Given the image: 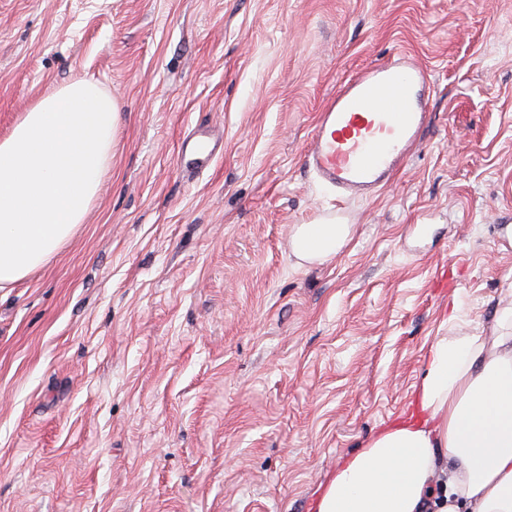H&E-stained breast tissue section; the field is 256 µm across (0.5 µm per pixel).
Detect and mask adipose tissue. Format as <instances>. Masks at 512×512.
<instances>
[{"label": "adipose tissue", "instance_id": "ef3b65f1", "mask_svg": "<svg viewBox=\"0 0 512 512\" xmlns=\"http://www.w3.org/2000/svg\"><path fill=\"white\" fill-rule=\"evenodd\" d=\"M121 106L81 80L40 99L0 140V289L73 236L112 165ZM351 227L295 225L301 263L325 262ZM453 300L423 362L409 412L346 457L313 512H512V302L490 332L465 330Z\"/></svg>", "mask_w": 512, "mask_h": 512}]
</instances>
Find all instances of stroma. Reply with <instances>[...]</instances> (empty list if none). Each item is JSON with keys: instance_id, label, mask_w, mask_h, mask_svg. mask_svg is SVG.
<instances>
[{"instance_id": "obj_1", "label": "stroma", "mask_w": 512, "mask_h": 512, "mask_svg": "<svg viewBox=\"0 0 512 512\" xmlns=\"http://www.w3.org/2000/svg\"><path fill=\"white\" fill-rule=\"evenodd\" d=\"M436 92L374 198L302 162L398 49ZM94 80L122 106L84 224L0 290V512H311L408 407L453 299L512 289V0H0V138ZM224 137L198 178L190 127ZM352 224L298 264L294 225Z\"/></svg>"}]
</instances>
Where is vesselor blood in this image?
<instances>
[{"label": "vessel or blood", "instance_id": "b4317fda", "mask_svg": "<svg viewBox=\"0 0 512 512\" xmlns=\"http://www.w3.org/2000/svg\"><path fill=\"white\" fill-rule=\"evenodd\" d=\"M434 83L407 50L343 81L322 108L304 152L308 171L344 201L369 199L402 169L430 120ZM224 153L210 129L183 136L179 166L201 175Z\"/></svg>", "mask_w": 512, "mask_h": 512}]
</instances>
